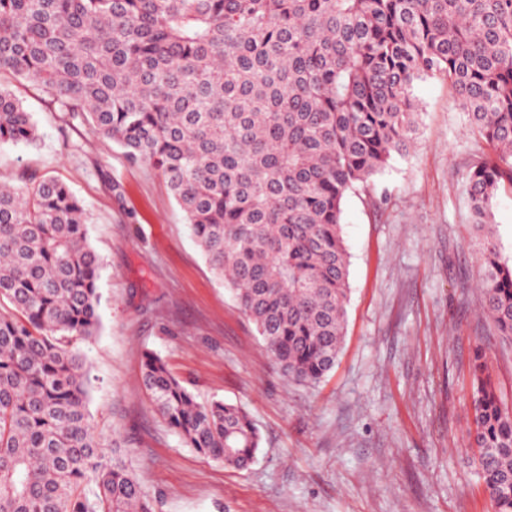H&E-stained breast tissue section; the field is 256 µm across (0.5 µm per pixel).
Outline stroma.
<instances>
[{"mask_svg":"<svg viewBox=\"0 0 512 512\" xmlns=\"http://www.w3.org/2000/svg\"><path fill=\"white\" fill-rule=\"evenodd\" d=\"M10 88L39 138L0 147V182L56 177L88 210L101 320L75 344L88 409L101 441L127 450L156 512H493L468 435L471 366L483 345L512 408V340L479 313L466 195L477 143L447 80L416 82L412 147L344 200L345 337L314 386L274 369L158 169L129 163L32 81ZM147 349L198 401L251 414L262 445L248 469H224L166 426L143 381Z\"/></svg>","mask_w":512,"mask_h":512,"instance_id":"obj_1","label":"stroma"}]
</instances>
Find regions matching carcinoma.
<instances>
[{"mask_svg": "<svg viewBox=\"0 0 512 512\" xmlns=\"http://www.w3.org/2000/svg\"><path fill=\"white\" fill-rule=\"evenodd\" d=\"M448 79L473 155L483 312L512 338V264L491 224L512 184V0H0V144L33 143L3 85L157 168L211 269L289 381L315 385L344 338L347 193L408 150L413 84ZM89 215L58 178L0 184V512H154L126 451L107 454L74 341L97 334ZM144 383L189 448L244 470L241 407L196 397L153 352ZM471 434L494 512H512V411L476 349Z\"/></svg>", "mask_w": 512, "mask_h": 512, "instance_id": "carcinoma-1", "label": "carcinoma"}]
</instances>
